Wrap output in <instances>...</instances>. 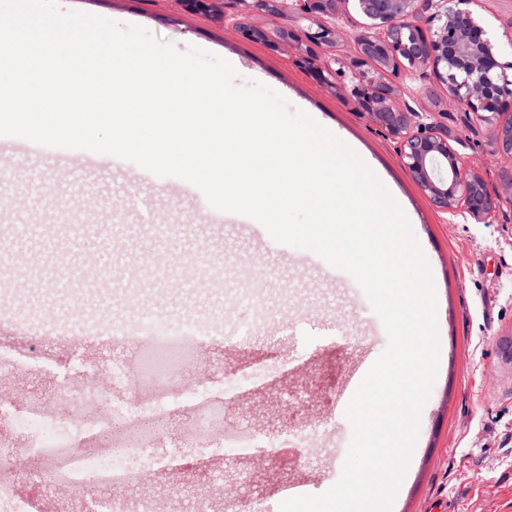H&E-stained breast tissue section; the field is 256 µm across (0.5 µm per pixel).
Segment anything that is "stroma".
<instances>
[{
    "label": "stroma",
    "mask_w": 512,
    "mask_h": 512,
    "mask_svg": "<svg viewBox=\"0 0 512 512\" xmlns=\"http://www.w3.org/2000/svg\"><path fill=\"white\" fill-rule=\"evenodd\" d=\"M224 2L214 0L208 14L185 10L182 0L58 5L124 17L182 51L196 46L236 58L238 83H262L292 108L321 113L370 154L406 199L443 299L441 359L392 512H512V362L499 354L500 342L512 338V180L506 175L512 165L496 154L492 125L445 102L416 100L447 129L463 166L502 200L490 223L451 219L416 184L393 139L356 111L346 82L326 88L296 65L293 48L238 38L217 17ZM471 9L498 46V61L512 62V0H473ZM190 252L207 256L203 281L194 288L179 280ZM49 254L58 279L18 281L0 288V299L60 319L84 307L125 316L134 299L168 318L216 314L251 330L238 347L220 338L205 343V361L175 369L165 387L140 382L133 394L139 401L160 389L178 392L189 381L203 383V397L222 396L230 449L222 456L164 449V467L124 486L130 504L193 512L200 495L211 512H279L294 486L316 496L340 479L351 440L344 411L349 379L388 345L381 318L347 272L312 252L292 256L263 225L244 230L232 221L209 223L187 194L166 188L160 177L140 182L131 165L121 172L105 161L89 171L0 168V277L11 265ZM84 264L98 267L104 285L72 289L69 272ZM28 350L33 361L0 374V400L24 414L35 402L51 408L63 377L80 393L109 389L113 358L129 357L96 343L63 345L0 322V357ZM296 389L304 393L299 405L288 399ZM243 435L251 446L240 451L235 444ZM275 436L289 452L265 447ZM25 443L24 435L13 438L16 463L6 478L32 512H86L90 496H111L109 482L94 492L65 486L46 493Z\"/></svg>",
    "instance_id": "35a3bbf8"
}]
</instances>
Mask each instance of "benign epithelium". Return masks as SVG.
<instances>
[{"label": "benign epithelium", "mask_w": 512, "mask_h": 512, "mask_svg": "<svg viewBox=\"0 0 512 512\" xmlns=\"http://www.w3.org/2000/svg\"><path fill=\"white\" fill-rule=\"evenodd\" d=\"M248 8L224 14V27L239 38L273 48L292 46L296 61L320 83L350 82L355 108L367 114L398 144L399 153L432 205L453 217L488 222L501 197L481 176L459 165L448 131L431 113L411 104L417 89L401 92L404 81L446 86L448 104L494 126L496 150L512 162V77L497 60L487 31L466 5L473 0H237ZM285 13L298 25L273 33L254 22ZM363 29H346L351 13ZM307 21L303 28L299 22ZM355 55L336 53L347 39Z\"/></svg>", "instance_id": "7a95c632"}]
</instances>
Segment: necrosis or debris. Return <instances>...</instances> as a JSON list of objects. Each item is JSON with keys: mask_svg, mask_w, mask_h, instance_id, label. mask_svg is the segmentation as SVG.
<instances>
[{"mask_svg": "<svg viewBox=\"0 0 512 512\" xmlns=\"http://www.w3.org/2000/svg\"><path fill=\"white\" fill-rule=\"evenodd\" d=\"M0 317L17 322L24 330L39 333L68 343L76 335L88 341H101L116 348L141 342L149 351L164 359L160 365H145L141 371L153 380L167 378L175 368L185 364L188 351L224 332V320L200 314L188 320L161 318L145 312L136 320L120 318L109 311L85 312L73 322H61L51 317L28 318L9 305L0 306ZM128 371L121 361L112 364V388L97 393L93 403H85L70 392L67 382H60L56 398L73 422L64 427L54 415H19L0 403V471L10 470L15 456L9 452L8 434L24 432L29 439L28 457L35 460L37 470L51 484L77 485L79 470L92 469L103 476H112L118 490L100 503L95 512H126L127 502L120 492L121 485L139 475L163 466L165 459L158 452L163 438L153 437L148 447L125 443L128 426L153 421L161 410L160 402H145L131 406L125 392L130 389ZM206 412L197 414L190 434L181 437V448H197L215 455L224 451V404L221 399L205 401ZM112 436V449L106 454L85 452L83 441L91 433Z\"/></svg>", "mask_w": 512, "mask_h": 512, "instance_id": "4bbe7bcc", "label": "necrosis or debris"}]
</instances>
